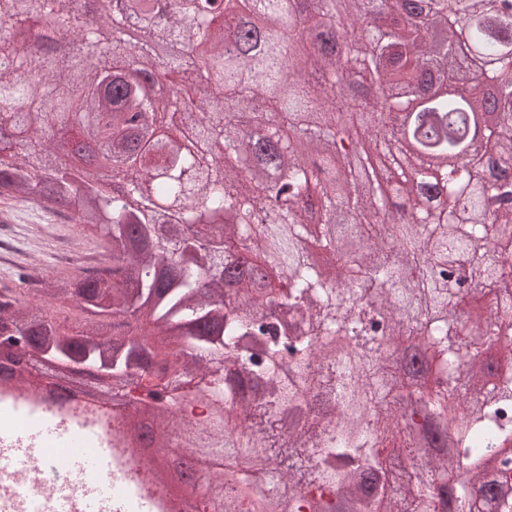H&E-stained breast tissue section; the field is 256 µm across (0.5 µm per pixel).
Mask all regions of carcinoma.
<instances>
[{
  "mask_svg": "<svg viewBox=\"0 0 512 512\" xmlns=\"http://www.w3.org/2000/svg\"><path fill=\"white\" fill-rule=\"evenodd\" d=\"M67 0H0V200L102 232L112 264L0 288V342L63 347L66 368L112 360L142 384L157 447L216 469L212 512H302L307 481L338 511L512 512V14L507 0H129L124 18ZM301 33L283 66L279 47ZM106 48L77 69L83 39ZM474 82L434 98L439 80ZM487 148L456 155L495 89ZM433 99L412 131L410 171L394 124L407 92ZM238 111H227L228 101ZM360 114L359 140L340 136ZM308 151H297V143ZM210 143L253 173L191 155ZM382 152L388 192L365 206L350 155ZM130 176L128 204L102 171ZM407 197L414 223L397 221ZM355 216L336 222V210ZM326 268L310 259L308 214ZM37 291L44 302L24 306ZM497 358H484L485 348ZM224 382L200 425L169 411ZM141 421L120 434L136 448Z\"/></svg>",
  "mask_w": 512,
  "mask_h": 512,
  "instance_id": "1",
  "label": "carcinoma"
}]
</instances>
